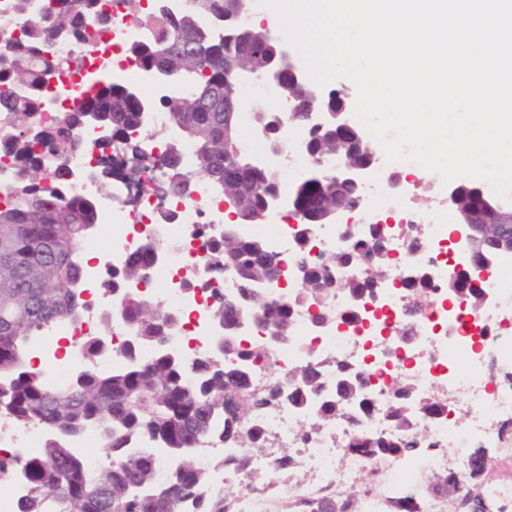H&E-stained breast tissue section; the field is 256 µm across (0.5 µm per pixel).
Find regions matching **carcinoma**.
<instances>
[{
	"mask_svg": "<svg viewBox=\"0 0 512 512\" xmlns=\"http://www.w3.org/2000/svg\"><path fill=\"white\" fill-rule=\"evenodd\" d=\"M233 2L196 0L176 20L153 7L144 22L147 37L126 46L125 53L184 88L181 94L161 97L158 108L181 136L160 159L172 171L165 192L173 197L189 192L188 181L176 168L182 144L188 143L193 146L194 174L206 179L220 200L230 203L231 212L257 224L277 182L274 171L253 165L243 153L239 161L252 168L253 181L241 189L224 187V51L245 53L255 73L262 72L266 63V56L253 48L258 29H249L228 48L214 32L210 19ZM9 11L22 36L6 32L0 38V59L9 60L11 67L9 81L0 83V114L8 124L0 132V149L23 170L8 199L0 204V416L21 428L38 421L49 424L37 454L21 451L9 462H0V473L18 468L28 482V493L17 502L16 512H239L241 497L213 489L212 475L230 476L244 467V461L223 456L202 465L188 446L218 441L228 448L260 453L270 447L255 417L273 412L284 402L303 404L322 391L323 381L315 367L302 365L297 379L283 391L274 386L254 388L255 370L275 371L268 335L278 330L285 333V344L292 343L294 337L288 335L292 313L315 306L313 319L321 324L326 301L337 293L349 295L356 307L363 303L392 263L387 239L392 229L377 224L368 230L366 242L310 265L307 285L288 294L262 286V269L250 259L252 239L209 242V262L236 267L234 298L264 337L247 345L246 336H230L220 345L222 358L208 356L190 364L176 360L163 347L175 323L170 310L124 288L147 280L149 254L163 247L159 238L151 237L121 267L108 268L102 276L101 291L115 295L121 319L136 336L115 347L120 365L110 373L87 368L110 333L113 320L105 315L103 332L84 342L82 365L75 368L69 384L60 389L50 386L31 367L25 346L33 336L49 335L58 322L82 317L83 309L75 301V285L84 271L80 248L97 224L91 202L60 191L65 172L57 161L80 146L78 131L86 123L87 101L107 100L97 113V124L105 132L98 144L101 150L118 141L133 156H142L136 132L143 116L131 87L88 83L82 98L59 110L55 125H44L40 92L55 69L46 57V47L54 40L94 46L95 32L109 22V15L101 0H54L46 11L36 8L32 0H12ZM308 148L316 157L332 155L339 148L350 164L368 163L361 135L344 136L330 123L310 134ZM295 192L304 205L313 198L320 199L324 211L336 205L334 197L313 179L297 184ZM473 252L474 257L487 260L499 250L493 239L479 233ZM361 255L372 261V269L363 275L337 279L331 274L334 268L357 264ZM404 289L413 321L433 301L432 286L424 273L416 272ZM143 348L153 349L154 354L143 357ZM225 393L242 402L243 420L225 416ZM349 406L366 414L378 410L362 397L357 377L343 366L335 395L324 398L318 407L319 419L327 423L341 419ZM434 406L436 402L420 400L412 386L400 383L392 389L389 403L378 410L398 436L353 438L345 447L371 458L413 457L431 444L414 427L412 409ZM89 427L99 431L107 448V461L93 469L68 445V438ZM159 450L173 463L164 477ZM303 467L298 453L282 450L274 456L273 480L262 490L272 492L291 484ZM376 481L372 472L357 493L328 490L314 497L295 495L288 500L286 512H366L370 507L376 512H412L411 503L425 500L417 491L372 505L367 494ZM428 494L435 499L448 497L447 475L435 476ZM454 508L456 512H494L488 498L471 489L455 500Z\"/></svg>",
	"mask_w": 512,
	"mask_h": 512,
	"instance_id": "1",
	"label": "carcinoma"
}]
</instances>
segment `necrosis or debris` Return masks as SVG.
<instances>
[{
    "mask_svg": "<svg viewBox=\"0 0 512 512\" xmlns=\"http://www.w3.org/2000/svg\"><path fill=\"white\" fill-rule=\"evenodd\" d=\"M112 18L100 28L92 59L80 61V48L59 41L53 46L57 70L42 94V117L52 122L61 96L76 97L82 80L112 85L134 83L153 86L147 69L126 60L122 51L145 35L142 21L133 18L126 0H103ZM166 123L161 113H147L143 131L144 160L128 159L121 146L100 152L96 144L103 132L88 128L80 133L81 146L67 155L62 164L67 176L63 192L73 193L96 205L99 224L112 231L116 244L98 249L95 261L86 265L79 284L78 298L84 306L79 322L59 324L49 336L29 341L26 349L33 359L49 365L50 385L69 381L80 363V348L97 327L101 315L112 308L111 295L98 283L106 267L126 262L145 238L157 236L166 242L158 261L152 265L144 295L172 310L179 318L177 329L167 338L169 351L189 362L207 356L206 338L211 333L210 292L223 286V272L205 264L206 241L224 236V205L214 198L209 185L195 178L191 194L185 198L165 197L156 190L161 178L154 161L164 150L157 138ZM112 169L111 189L102 191L96 172L102 164ZM412 162H379L368 176L361 205L339 224H319L314 229L307 253L314 263L328 252L351 246L371 225L387 219L398 231L390 240L394 262L381 285L373 288L358 320L344 323L327 321L314 326L308 312L296 313L288 325L295 342L277 350L280 374L298 364L317 367L326 388H333L339 366L358 372L362 392L374 404H385L394 382L411 383L419 397L437 401L436 411L419 416L415 425L431 442L430 449L410 458L376 462L382 479L371 491V499L416 487L424 471L439 468L447 447L465 454L479 446L498 448L503 460L512 462V438L501 429L512 421V289L499 276L512 268V254L494 258L489 271H475L471 249L464 232L449 230L444 212L416 210L408 193L391 186L389 173L411 177ZM288 204H281L264 224H243L242 237L264 236L278 254L289 288H298V265L293 227L288 224ZM173 214L172 223L160 224L158 213ZM409 224L418 225L423 244L417 251L406 248L401 232ZM425 270L436 299L415 321L414 336L404 339L400 327L407 314L403 281L416 270ZM462 278L466 287L483 297L478 311H470L465 295L448 296L449 278ZM465 404L463 416L452 415L456 404ZM258 424L267 435L285 447L301 449L314 482L304 484L307 493L335 490L354 492L356 476L365 468L360 453L342 448L343 438L364 434L389 435L390 423L376 415L340 419L321 424L311 408L283 405L278 411L259 416ZM309 439H301V432Z\"/></svg>",
    "mask_w": 512,
    "mask_h": 512,
    "instance_id": "4bbe7bcc",
    "label": "necrosis or debris"
}]
</instances>
